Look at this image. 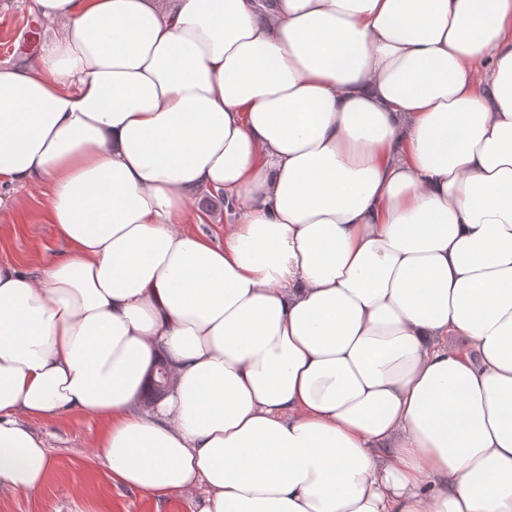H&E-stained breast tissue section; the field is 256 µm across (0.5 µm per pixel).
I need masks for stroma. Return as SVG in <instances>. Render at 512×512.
Returning <instances> with one entry per match:
<instances>
[{"mask_svg":"<svg viewBox=\"0 0 512 512\" xmlns=\"http://www.w3.org/2000/svg\"><path fill=\"white\" fill-rule=\"evenodd\" d=\"M33 0H0V64L34 62L50 36ZM66 248L43 210V197L25 187L10 192L0 209V263L37 268ZM50 450L51 467L35 495L1 494L0 512H192L188 494L156 499L113 483L96 446L103 427L89 414L28 419Z\"/></svg>","mask_w":512,"mask_h":512,"instance_id":"stroma-1","label":"stroma"}]
</instances>
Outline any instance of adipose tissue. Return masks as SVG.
Returning <instances> with one entry per match:
<instances>
[{
    "mask_svg": "<svg viewBox=\"0 0 512 512\" xmlns=\"http://www.w3.org/2000/svg\"><path fill=\"white\" fill-rule=\"evenodd\" d=\"M35 10L67 27L0 67V205L43 190L68 249L0 264V494L82 412L193 512H512V0ZM208 194L204 193L201 197H197L194 201L190 203L191 207H201L205 211L211 214L212 217H209L211 222H204V224H187L190 229L197 230L198 228L209 235L216 242L224 241V209L222 206H217L212 204L209 206V210H206L204 204L208 201Z\"/></svg>",
    "mask_w": 512,
    "mask_h": 512,
    "instance_id": "adipose-tissue-1",
    "label": "adipose tissue"
}]
</instances>
